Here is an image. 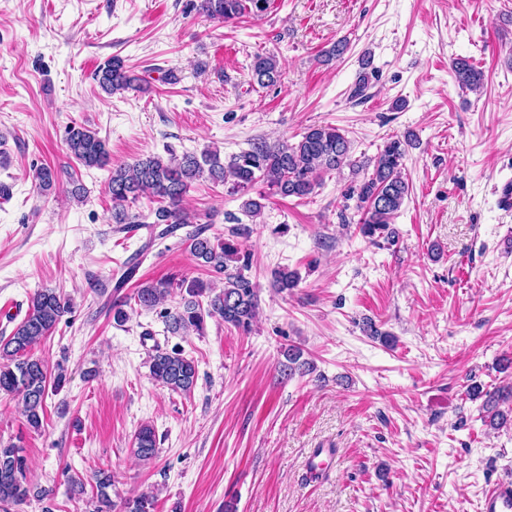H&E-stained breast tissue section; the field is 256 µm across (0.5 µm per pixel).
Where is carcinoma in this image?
I'll use <instances>...</instances> for the list:
<instances>
[{"label": "carcinoma", "instance_id": "1", "mask_svg": "<svg viewBox=\"0 0 512 512\" xmlns=\"http://www.w3.org/2000/svg\"><path fill=\"white\" fill-rule=\"evenodd\" d=\"M268 3L269 0H199L193 8L213 20L229 23L265 11ZM452 69L461 87L475 93L481 90L483 73L469 60L455 59ZM251 71L262 88L281 81L282 66L274 54H255ZM95 80L103 92L112 95L134 87L139 78L120 57L114 56L97 68ZM64 141L71 155L83 166L108 169L107 188L114 224L148 222L154 228L159 224L198 223L197 217L183 208V202L193 184L201 179L226 185L232 194L247 196L243 207L254 217L260 215L263 201L269 197L305 198L314 192L323 175L347 168L353 176H362L359 183L348 188L346 197L357 198L360 232L372 239L377 234L392 236L390 225L409 193L405 175L408 136L387 140L377 155L361 160L353 157L351 141L340 129L317 125L306 128L295 143L271 146L264 141L255 142L227 162L221 160L218 151L204 149L198 154L185 152L179 157L171 151L166 158L152 153L131 164L114 166L110 165L106 141L90 128L72 123L65 128ZM33 180L40 192L47 193L56 189L59 173L49 166H41L33 170ZM258 185L264 190L258 192V197H250V191ZM142 199L151 203L149 213L130 212L132 205ZM188 239L195 264L217 274H224L227 261L238 254L233 242L207 236L200 228L188 233ZM274 283L279 290L290 291L298 287L299 276L281 268L274 272ZM172 288L171 281L144 282L135 289L133 298L140 307L154 310L166 301ZM186 294L179 307L159 312L166 332L201 335L206 319L216 316L243 333L252 331L258 313V288L241 271L225 274L224 287L217 293L207 283L193 279ZM70 311L71 303L64 295L50 288L38 289L30 297L25 318L8 339H0V394L20 400L21 412L34 430L43 425L49 379H54V388L59 389L66 382V374L60 368L56 375L49 376L47 365L33 357L31 351ZM282 356V372L287 377L307 365L302 360L301 348L296 345L284 347ZM150 374L158 384L186 394L195 388L198 379L194 360L179 350L169 352L161 348L152 356ZM486 396L491 428L499 429L512 421V406L506 411L497 409L501 402H512V391L497 390ZM134 453L143 461L157 457V437L151 426L144 425L135 434ZM28 469L24 448L0 442V503L18 504L30 497L48 496V490L30 484ZM94 480L97 501L91 512H155L154 495L143 493L117 504L108 493L113 475L100 470L94 474Z\"/></svg>", "mask_w": 512, "mask_h": 512}]
</instances>
